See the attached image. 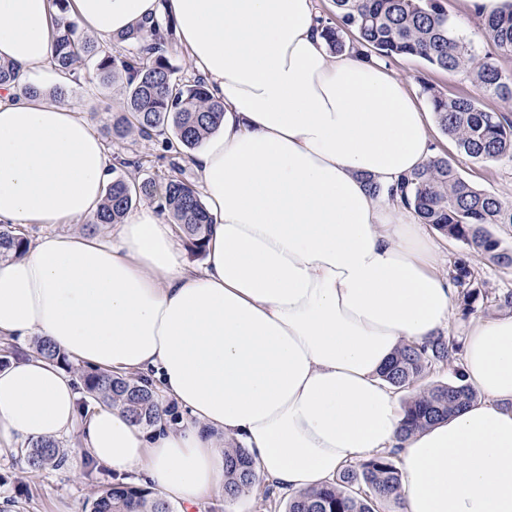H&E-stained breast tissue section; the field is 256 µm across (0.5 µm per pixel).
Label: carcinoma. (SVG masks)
Instances as JSON below:
<instances>
[{
	"label": "carcinoma",
	"instance_id": "cac0c4a2",
	"mask_svg": "<svg viewBox=\"0 0 512 512\" xmlns=\"http://www.w3.org/2000/svg\"><path fill=\"white\" fill-rule=\"evenodd\" d=\"M69 0H52L55 8V36L51 49L55 69L70 76L78 64L94 61L103 79L117 71L125 74L122 112L112 117V142L121 144L132 135L154 140L162 153L182 159L215 132L224 119V104L213 98L203 78L189 84L174 78L166 56L170 26L156 18L118 36L115 42L127 48L118 54L79 31L71 17ZM446 0H334L336 22L320 19L329 49L345 47L343 36L352 34L358 52L369 59L417 57L430 67L447 73H462L485 96L512 102V71H505L499 58L512 56V4L490 17H482V30L498 56H481L474 42L450 18ZM429 106L441 129L457 150L478 160L512 158V120L501 112L486 110L475 97L449 96L432 85L423 87ZM112 180L104 201L85 229L101 224H119L132 206L143 198L161 200L162 210L179 224L185 249L203 252L211 233L209 218L194 185L169 178L163 187L151 179H132L128 168L142 161L122 152L114 155ZM400 203L422 224H429L468 250L487 255L503 265H512V250L488 230L489 224H512V204L475 188L448 161L438 157L421 170L403 178ZM28 238L17 228L0 224V260L24 254ZM450 275L459 287L458 301L471 312L480 301H491L498 309L512 310V292L489 297V292L473 287L474 271L469 263L455 261ZM40 354L67 372L79 376L86 394L106 405H118L135 423L153 427L164 420L168 410L160 407L156 392L133 376L88 369L73 363L51 345L40 342ZM455 345L439 335L424 344H406L384 370L383 377L399 389L411 388L406 402V418L399 439L417 429L448 417V412L476 397L462 378L436 385H419L427 369L449 366ZM398 448L377 452L357 465L344 466L333 485L289 498L286 512H392L403 507L402 475L395 464ZM70 448L57 440L37 441L21 453L32 471L67 464ZM255 479L253 461L245 448L224 449V494L238 497ZM89 512H172L153 492L124 482H108L89 502Z\"/></svg>",
	"mask_w": 512,
	"mask_h": 512
}]
</instances>
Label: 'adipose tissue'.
I'll return each mask as SVG.
<instances>
[{
  "instance_id": "obj_1",
  "label": "adipose tissue",
  "mask_w": 512,
  "mask_h": 512,
  "mask_svg": "<svg viewBox=\"0 0 512 512\" xmlns=\"http://www.w3.org/2000/svg\"><path fill=\"white\" fill-rule=\"evenodd\" d=\"M70 13L104 39L174 21L224 104L192 157L212 233L199 270L154 205L110 240H31L0 261V340L36 336L139 376L190 420L144 429L30 353L0 367V454L76 430L72 470L89 458L200 512L224 489L225 444L291 494L396 445L405 512H512V315L467 335L478 401L406 439L380 376L402 343L443 331L455 298L433 238L386 195L437 155L408 88L351 49L329 54L314 0H70ZM52 41L50 0H0V62L19 75L0 84V223L17 228L93 216L112 176L89 122L49 97L65 82L43 68Z\"/></svg>"
}]
</instances>
